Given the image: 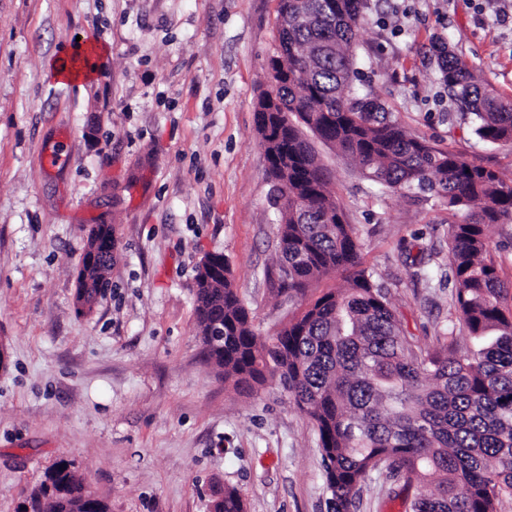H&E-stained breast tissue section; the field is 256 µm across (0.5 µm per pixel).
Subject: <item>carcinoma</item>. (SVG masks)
<instances>
[{
  "instance_id": "obj_1",
  "label": "carcinoma",
  "mask_w": 512,
  "mask_h": 512,
  "mask_svg": "<svg viewBox=\"0 0 512 512\" xmlns=\"http://www.w3.org/2000/svg\"><path fill=\"white\" fill-rule=\"evenodd\" d=\"M364 0H278L272 112L257 111L267 173L281 205L279 292L295 301L325 277L330 288L274 336L259 335L224 263V281L196 282V316L208 357L238 389L267 381L288 392L319 437L328 512H352L379 463L416 492L409 512H497L512 495V313L489 258L486 228L512 224V178L407 133L393 113L350 94ZM440 80L490 143H512V100L480 86L446 47ZM271 135H266V129ZM355 161L393 193H428L448 207V282L459 320L476 342L415 348L388 292L364 267L352 225L327 190L304 131ZM33 512L108 505L57 463L31 493ZM214 512H246L224 488Z\"/></svg>"
}]
</instances>
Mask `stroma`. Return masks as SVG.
<instances>
[{"label":"stroma","mask_w":512,"mask_h":512,"mask_svg":"<svg viewBox=\"0 0 512 512\" xmlns=\"http://www.w3.org/2000/svg\"><path fill=\"white\" fill-rule=\"evenodd\" d=\"M278 0H0V512H21L66 461L110 512H327L317 432L287 392L234 390L208 359L197 268L224 254L257 332L298 306L278 292L280 213L255 122ZM100 37L104 77L54 78ZM442 40L512 99V0H365L352 88L402 127L512 177V144L479 140L440 81ZM68 142L65 160L46 151ZM328 189L413 344L472 341L454 307L448 210L384 192L321 141ZM95 224L114 229L111 288L77 314L74 273ZM512 310V224L488 229ZM387 468L355 512H405ZM213 512H246L244 500L237 489L224 487V493L213 501Z\"/></svg>","instance_id":"1"}]
</instances>
